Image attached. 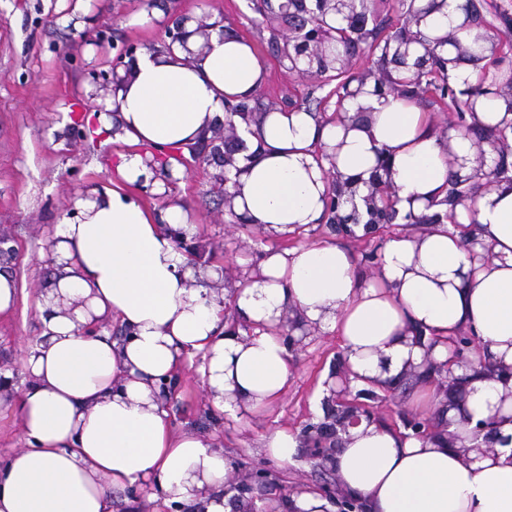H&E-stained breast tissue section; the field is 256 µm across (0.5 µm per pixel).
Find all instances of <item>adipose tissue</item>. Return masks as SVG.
I'll return each mask as SVG.
<instances>
[{
  "label": "adipose tissue",
  "instance_id": "obj_1",
  "mask_svg": "<svg viewBox=\"0 0 512 512\" xmlns=\"http://www.w3.org/2000/svg\"><path fill=\"white\" fill-rule=\"evenodd\" d=\"M190 44L204 48L190 62L179 49L136 56L112 101L122 141L187 149L210 137L225 102L256 96L265 62L251 43L215 30L208 44L196 36ZM363 103L372 109L368 133L302 109L270 113L246 138L251 158L236 215L274 239L321 223L329 181L319 148L336 150L346 175L369 172L377 150H387L399 209L422 211L424 197L440 195L448 179L449 153L471 155L470 139L443 144L404 99ZM143 180L164 189L140 154L122 155L111 187L77 200L80 218L61 223L51 240L56 274L14 401L26 445L0 458V512H112L113 494L145 484L165 502L224 512L226 458L196 433H174L160 386L199 354L214 411L266 409L291 373L288 346L272 330L290 307L336 331L362 388L401 377L406 361L427 353L445 361L450 336H476L493 376H471L455 408L427 385L415 396L424 415L452 421L451 437L419 439L364 421L348 428L332 467L366 512H512V422L498 427L488 453L475 452L473 436L474 422L499 401L512 407V184L480 197L464 228L434 224L390 239L376 280L359 278L355 256L333 241L267 249L233 292L240 319L253 327L247 334L224 323V306L205 285L218 272L194 270L170 236L192 229L183 205L151 214L131 192ZM472 234L487 253L472 255ZM93 319L118 322L124 337L87 333ZM418 329L437 338L432 351L416 344Z\"/></svg>",
  "mask_w": 512,
  "mask_h": 512
}]
</instances>
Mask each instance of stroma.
<instances>
[{"instance_id":"1","label":"stroma","mask_w":512,"mask_h":512,"mask_svg":"<svg viewBox=\"0 0 512 512\" xmlns=\"http://www.w3.org/2000/svg\"><path fill=\"white\" fill-rule=\"evenodd\" d=\"M183 14L206 23L224 16L225 32L249 41L265 58L259 103L292 102L315 113L336 108V80L329 74L315 81L300 78L280 65L272 43L288 27L275 14L256 13L250 0H0V237L15 250L0 267L18 288L14 309L0 314V371L11 375L14 386L25 380V349L40 335L38 300L54 271L48 260L54 228L76 220L75 196L111 186L120 154L132 149L118 139L115 123L97 121L112 91H92L88 71L108 69L119 45L164 50L167 28ZM134 15L144 16V23L130 25ZM178 171L165 198L144 196L140 202L155 215L167 200L183 203L197 227L188 245L203 246L210 264L222 268L226 286H234L240 269L257 265L272 241L252 225L233 222L215 186L219 167L182 165ZM297 317L294 310L286 316L301 340L291 350L288 387L264 411L238 419L213 413L198 354L183 363L168 406L175 432L214 440L228 461L240 462V469L229 472L233 479L273 464L262 447L271 430L298 436L293 463L278 468L279 483L247 495L245 504L254 512H290L289 492H313L334 479L312 458L302 434L305 426L325 422L335 407L326 383L344 372L342 350L335 332L297 324ZM419 384L415 378L387 392L374 405L375 423L402 432L404 419L418 414L413 400Z\"/></svg>"}]
</instances>
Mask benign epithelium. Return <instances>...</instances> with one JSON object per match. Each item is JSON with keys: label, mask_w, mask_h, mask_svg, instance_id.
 <instances>
[{"label": "benign epithelium", "mask_w": 512, "mask_h": 512, "mask_svg": "<svg viewBox=\"0 0 512 512\" xmlns=\"http://www.w3.org/2000/svg\"><path fill=\"white\" fill-rule=\"evenodd\" d=\"M371 0H286L288 15L293 21L298 22L304 17L313 19L310 26H305L299 31H292L285 39L283 47L279 49L282 61L288 62L287 69L301 77H318L330 71L345 69V60L349 54L338 55L328 51V48L336 43V33L341 32L350 38H371L382 24L379 14L368 13L362 4ZM412 7L409 9L410 20L415 26L413 31H404L398 37L390 39L385 47L386 71L379 76L371 74L361 75L347 79L341 86V92L337 93V109L335 122L343 123L351 117L347 116L342 104L350 101L356 104L355 116L351 119L363 128L369 127V112L371 108L358 104V99L363 96L382 97L388 94L405 96L410 91L411 78L426 75L435 80H451L449 68H456L471 60L468 49L462 45L454 33L443 32L429 35L422 30L426 23L429 11L441 12L447 7V0H429L430 9L413 7L415 0H410ZM511 34L512 28L500 31V35L489 39V63L502 67L507 64L512 68V43L508 50H503V34ZM169 42L166 45L168 53H173L175 46H180L187 55L195 57L196 51L188 46L191 32L186 30V20L178 19L174 27L167 31ZM453 48L455 55L445 56L448 48ZM137 47L125 46L112 62L111 71L89 72L90 83L98 88L101 82L112 81V94L119 90L131 79V65L124 64V59L134 60ZM124 67V74L118 73V67ZM492 95L504 102L505 112L512 113V78L503 85H497L491 89ZM477 100L468 99L467 111L458 112L455 106L448 107L447 130L461 132L467 136L477 131L480 133L481 145L472 159L459 158L453 150H448V165L454 172V184L445 189V196L441 199H431L425 202L424 211L414 215L413 224H442L447 222L453 227H459L456 221V210L465 207L471 211V203L475 202L481 192L501 182L512 183V176H504L503 169L509 168L508 156L512 151L509 144V133L512 129V120L505 118L495 127L486 130L480 127L476 120ZM230 112L242 116V122L246 127L261 123L264 115L273 112L276 107L256 106L250 108L244 102L236 105L227 104ZM242 137L235 133L229 139H205L192 148L194 163L201 165L216 164L222 167L218 175L219 186L224 194V205L229 208V213H234L233 198L235 194L230 192L229 184L235 183L232 173H240L237 166V156L244 153L241 148ZM336 155L328 156L331 168L335 169V183L329 187L326 198V214L330 219L332 230L338 235L353 238L355 240H371L379 237L385 228L393 224L395 199L394 189L391 184L389 157L379 153L376 163L369 172L368 177L363 175L345 176L336 170ZM363 226V233L357 234L355 228ZM477 348L476 339L473 336L459 334L448 338V359L437 363L431 356V349H426L422 363L419 365L409 361L406 370L414 372L418 369L424 374H446L456 390H464L468 375L467 370L475 369L480 365L484 371H489L491 366L483 362H475L471 358L472 351ZM462 369L464 374L457 375L455 370ZM339 409L332 415L329 423L314 426L309 431V438L315 453L322 465L332 462L336 449L342 446V438L339 432H347L348 427L359 424L361 419L372 420L373 406L362 401L366 392L351 390L349 379L342 380L339 389H331ZM506 400H501L500 407L495 410L493 416L476 424L475 432L478 435H489L496 432V424ZM405 428L411 430L414 435L422 438H434L441 434L439 424L431 417L411 418L404 423ZM269 474L259 472L254 475V484H234L230 490L234 491L233 500L240 501L245 494L254 490V486H261L268 482ZM324 497L335 502L338 512H365L363 503L348 494L336 496L333 490L323 491Z\"/></svg>", "instance_id": "1"}]
</instances>
